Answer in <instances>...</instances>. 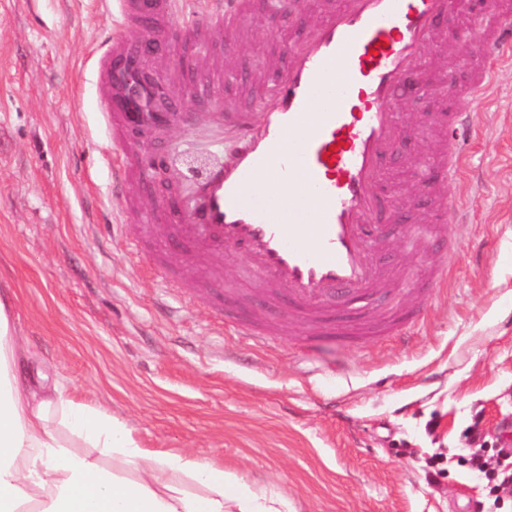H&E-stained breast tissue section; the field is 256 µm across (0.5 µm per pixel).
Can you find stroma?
<instances>
[{
    "instance_id": "stroma-1",
    "label": "stroma",
    "mask_w": 512,
    "mask_h": 512,
    "mask_svg": "<svg viewBox=\"0 0 512 512\" xmlns=\"http://www.w3.org/2000/svg\"><path fill=\"white\" fill-rule=\"evenodd\" d=\"M270 3L253 0L205 47L183 39L153 59L190 121L132 142L221 159L231 130L199 119L194 72L221 75L225 109L256 108L271 67L313 33L319 0L277 14ZM112 25L98 0H0V295L32 368L108 408L141 447L224 467L293 512H470L488 488L463 466L468 449L512 469V53L469 103L459 182L389 230L390 259L408 271L437 247L456 253L435 298L406 284L386 298L422 302L409 341L308 338L282 318L274 341L254 349L216 316L217 305L260 294L244 256L225 248L199 275L165 220L147 231L129 215L131 203L148 209L180 190L149 181L130 201L112 185L102 149L112 130L89 58ZM477 47L447 34L430 52L426 108L399 107L411 152L389 163L391 195L415 186L409 157L444 159L447 134L426 115L455 104ZM448 193L462 209L439 227Z\"/></svg>"
}]
</instances>
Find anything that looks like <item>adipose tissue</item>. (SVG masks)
<instances>
[{
    "label": "adipose tissue",
    "instance_id": "1",
    "mask_svg": "<svg viewBox=\"0 0 512 512\" xmlns=\"http://www.w3.org/2000/svg\"><path fill=\"white\" fill-rule=\"evenodd\" d=\"M0 298V512H288L192 455L141 448L101 405L29 368Z\"/></svg>",
    "mask_w": 512,
    "mask_h": 512
}]
</instances>
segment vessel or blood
I'll list each match as a JSON object with an SVG mask.
<instances>
[{
	"instance_id": "obj_1",
	"label": "vessel or blood",
	"mask_w": 512,
	"mask_h": 512,
	"mask_svg": "<svg viewBox=\"0 0 512 512\" xmlns=\"http://www.w3.org/2000/svg\"><path fill=\"white\" fill-rule=\"evenodd\" d=\"M118 3L121 24L91 49L98 106L114 134L112 180L126 184L125 162L133 148L122 133L132 112H152L166 96V81L147 63L162 47L175 48L169 21L177 0H100ZM248 0H207L188 36L247 15ZM500 18L478 47L483 59L512 48V0H489ZM453 0H328L314 33L289 50L284 68L262 91L265 108H247L235 118L242 137L222 160L187 155L198 172L192 202L168 212L173 233L186 239L197 258L227 246L256 269L270 305L288 297V315L326 334L358 336L377 331L404 339L423 317L422 307L401 312L359 311L343 325L338 308L390 293L396 267L382 263L390 239L381 223L402 221L405 201L383 197L379 186L399 148L403 130L397 105L411 78L423 75L437 36L454 20ZM147 37L127 32L143 19ZM492 71H476L463 87L462 105L442 114L441 127H470L468 100L490 87ZM262 182H255V174ZM448 267L430 263L422 288L437 293Z\"/></svg>"
}]
</instances>
